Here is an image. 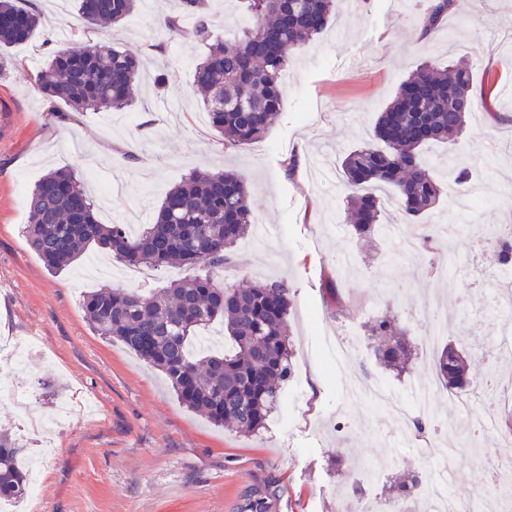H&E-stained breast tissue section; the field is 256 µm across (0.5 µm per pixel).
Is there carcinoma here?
<instances>
[{
  "instance_id": "obj_1",
  "label": "carcinoma",
  "mask_w": 512,
  "mask_h": 512,
  "mask_svg": "<svg viewBox=\"0 0 512 512\" xmlns=\"http://www.w3.org/2000/svg\"><path fill=\"white\" fill-rule=\"evenodd\" d=\"M20 2L0 0V49L27 42L42 26L41 14ZM138 2L79 0L78 21L118 24L136 11ZM340 2L240 0L249 26L231 43L210 44L193 76V88L203 96L224 145H251L265 137L282 111L281 72L297 48L326 28ZM205 7L206 0H177L162 16V26L177 36L190 21L194 37L207 42L211 29ZM457 9L458 0L427 5L419 37L432 38ZM139 77L135 57L97 43L56 50L35 84L80 113L128 106ZM477 108L470 67L438 62L417 67L380 115L378 143L355 148L342 160L348 220L357 236L366 237L379 226L383 191L394 195L405 224L417 223L436 208L441 181L422 147L429 141L456 143ZM96 210L72 172L55 170L39 180L29 199L25 235L48 270L73 266L95 246L129 267L190 269L193 274L150 292L100 288L88 293L83 308L92 330L161 372L180 402L211 424L247 435L265 428L282 385L295 372L287 335L294 292L285 279L233 285L213 275L224 267L236 241L254 227L245 179L233 172L187 174L166 193L155 222L144 225L136 238L122 224L101 223ZM326 306L338 317L350 314L336 284L328 285ZM214 323L223 326L229 345L216 352L196 351L202 331ZM369 332L382 369L399 374L409 369L414 346L404 329L382 317ZM432 366L434 378L450 391L477 384L468 376L467 352L451 342L434 351ZM25 457V449L0 431V501L20 503L26 497ZM427 485L426 474L410 472L389 491L404 504V512H417Z\"/></svg>"
}]
</instances>
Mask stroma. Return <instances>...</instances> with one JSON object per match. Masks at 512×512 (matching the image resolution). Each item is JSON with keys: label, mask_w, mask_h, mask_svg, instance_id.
<instances>
[{"label": "stroma", "mask_w": 512, "mask_h": 512, "mask_svg": "<svg viewBox=\"0 0 512 512\" xmlns=\"http://www.w3.org/2000/svg\"><path fill=\"white\" fill-rule=\"evenodd\" d=\"M174 0H145L124 23L87 26L76 20L75 0L56 7L42 0L47 24L27 43L0 51V336L34 341L22 375L43 415L65 389L77 386L99 412L56 429L43 463L42 512H336L339 499L363 474L353 465L398 456L403 467H424L432 443L411 438L401 420L368 402L350 401L326 337L351 336L356 366L401 399L408 376L376 364L363 339L380 315L398 316L413 343H421L436 316L447 318L446 337L462 342L471 372L486 379L497 370L492 341L504 312L489 303L490 287L452 269L423 275V257L395 250L384 227L401 216L388 210L371 242L358 241L345 221L338 176L351 149L373 142L378 117L417 66L430 59L469 66L479 108L459 138V149L425 148L438 169L442 194L428 221L456 225L440 250L466 264L490 225L512 221V0H460L448 31L418 40L419 0H363L359 11L338 7L326 29L293 53L282 76V112L264 140L228 148L192 92L194 68L208 46L191 35L170 37L157 21ZM109 42L135 56L142 75L130 106L86 111L59 122L67 111L34 79L56 45ZM503 114L502 122L490 119ZM469 156L474 179L469 209L457 206L453 169ZM296 157L294 176L282 163ZM64 167L89 183L105 224H122L137 211L153 223L166 192L192 171L232 169L249 184L256 223L268 226L265 245L252 236L234 248L224 283L291 281L288 330L296 370L265 429L243 436L186 408L146 362L118 342L94 334L83 297L101 286L144 288L178 278L179 270L127 271L115 258L89 249L86 258L53 274L24 233L29 197L49 170ZM350 254L347 269L336 256ZM337 282L351 308L336 317L324 305ZM453 401L435 400L432 426L457 420L463 451L452 463L449 489L473 512H499L487 495L494 461L512 450V437L467 446L471 435Z\"/></svg>", "instance_id": "obj_1"}]
</instances>
